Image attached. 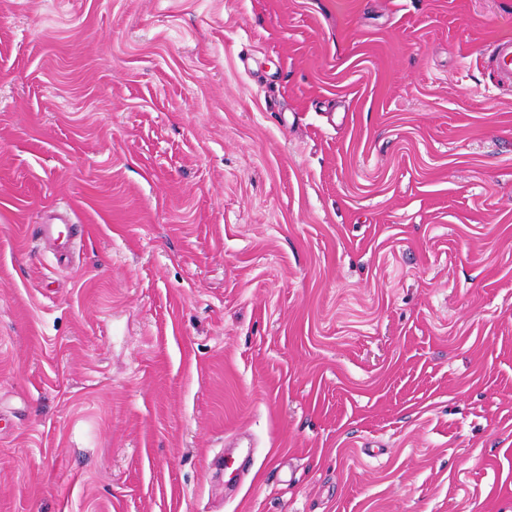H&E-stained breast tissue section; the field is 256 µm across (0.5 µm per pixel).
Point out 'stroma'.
I'll return each instance as SVG.
<instances>
[{
    "instance_id": "obj_1",
    "label": "stroma",
    "mask_w": 512,
    "mask_h": 512,
    "mask_svg": "<svg viewBox=\"0 0 512 512\" xmlns=\"http://www.w3.org/2000/svg\"><path fill=\"white\" fill-rule=\"evenodd\" d=\"M506 37L512 0H0V512H512ZM493 61L502 75V80L512 82V39H501L494 43Z\"/></svg>"
}]
</instances>
